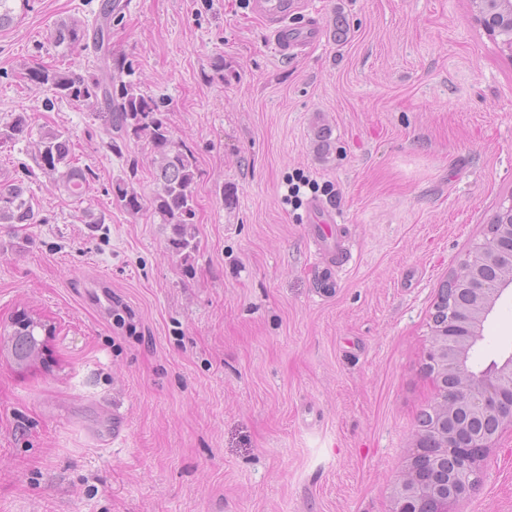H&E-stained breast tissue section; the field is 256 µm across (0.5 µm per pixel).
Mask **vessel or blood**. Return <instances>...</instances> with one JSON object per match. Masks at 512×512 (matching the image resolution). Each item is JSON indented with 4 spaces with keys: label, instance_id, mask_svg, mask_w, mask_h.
Listing matches in <instances>:
<instances>
[{
    "label": "vessel or blood",
    "instance_id": "obj_1",
    "mask_svg": "<svg viewBox=\"0 0 512 512\" xmlns=\"http://www.w3.org/2000/svg\"><path fill=\"white\" fill-rule=\"evenodd\" d=\"M311 8V0H252L253 11L263 19L277 51L284 56L302 53L322 38L316 19L310 18L302 26L290 22L294 15L309 14ZM308 221L314 226L317 248L331 250L337 261H344L347 249L338 231L342 213L315 201L308 208Z\"/></svg>",
    "mask_w": 512,
    "mask_h": 512
}]
</instances>
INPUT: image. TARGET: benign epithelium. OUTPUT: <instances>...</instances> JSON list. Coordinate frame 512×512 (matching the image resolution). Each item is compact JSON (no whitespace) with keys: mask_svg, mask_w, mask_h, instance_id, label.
I'll use <instances>...</instances> for the list:
<instances>
[{"mask_svg":"<svg viewBox=\"0 0 512 512\" xmlns=\"http://www.w3.org/2000/svg\"><path fill=\"white\" fill-rule=\"evenodd\" d=\"M506 212L448 276L465 300L434 332L427 362L451 388L426 411L428 451L393 482L392 512H451L476 490L481 462L512 427V355L482 369L472 361L485 323L512 294V202ZM489 417L498 419L497 430H469L470 422Z\"/></svg>","mask_w":512,"mask_h":512,"instance_id":"obj_1","label":"benign epithelium"}]
</instances>
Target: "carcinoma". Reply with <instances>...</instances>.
Masks as SVG:
<instances>
[{
  "instance_id": "cac0c4a2",
  "label": "carcinoma",
  "mask_w": 512,
  "mask_h": 512,
  "mask_svg": "<svg viewBox=\"0 0 512 512\" xmlns=\"http://www.w3.org/2000/svg\"><path fill=\"white\" fill-rule=\"evenodd\" d=\"M29 0H0V30L10 26L17 17L16 9H25ZM119 0H104L94 25L69 20L53 32L56 46L65 50L88 43L101 54L103 75L85 77L75 71H62L55 66H39L29 70V80L51 92L55 98L74 101L94 100L104 105L98 113L108 136L107 148L118 150V142L130 136L149 138L158 157L157 190L150 200L153 214L170 225V246L178 254H188L195 240L196 200L194 184L197 177L196 158L191 149L175 142L167 117L153 97L142 93L136 85L123 80L131 72L130 63L112 58L109 49V24L112 14L120 12ZM26 143L37 168L51 176L68 195L80 200L89 185L92 170L75 163L71 137L68 133L43 127L33 137L29 117L20 112L0 122V143ZM112 193L130 211L143 208L141 198L128 188V181L119 179ZM45 219L21 184L0 186V224H43ZM26 321L11 323L4 330L14 363L30 365L45 345L46 323L41 318L22 313Z\"/></svg>"
}]
</instances>
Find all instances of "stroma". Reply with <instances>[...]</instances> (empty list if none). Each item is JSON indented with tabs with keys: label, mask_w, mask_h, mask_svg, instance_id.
<instances>
[{
	"label": "stroma",
	"mask_w": 512,
	"mask_h": 512,
	"mask_svg": "<svg viewBox=\"0 0 512 512\" xmlns=\"http://www.w3.org/2000/svg\"><path fill=\"white\" fill-rule=\"evenodd\" d=\"M101 2L30 0L0 30V122L67 131L95 173L77 201L0 145V184L23 181L44 218L0 227V326L26 308L54 327L28 370L0 339V512H391L438 394V292L512 197V59L470 0H318L324 38L296 57L251 0H124L112 54L197 161L185 257L112 193L126 178L150 201L149 140L107 149L97 108L26 72L97 74L52 32ZM312 200L345 218L332 292L310 270ZM483 336L481 364L512 349V296ZM456 512H512V428Z\"/></svg>",
	"instance_id": "stroma-1"
}]
</instances>
